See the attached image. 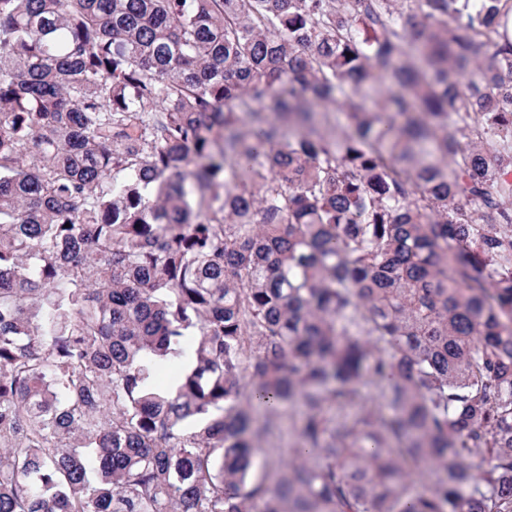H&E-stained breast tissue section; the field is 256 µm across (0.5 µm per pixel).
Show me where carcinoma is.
Returning a JSON list of instances; mask_svg holds the SVG:
<instances>
[{"label":"carcinoma","mask_w":512,"mask_h":512,"mask_svg":"<svg viewBox=\"0 0 512 512\" xmlns=\"http://www.w3.org/2000/svg\"><path fill=\"white\" fill-rule=\"evenodd\" d=\"M508 11L0 0V512H512ZM302 407L296 403L281 414L270 416L271 431L262 438L261 448L257 457L255 475H267L272 483L274 470L279 460L285 457L296 439V428L301 418Z\"/></svg>","instance_id":"carcinoma-1"}]
</instances>
